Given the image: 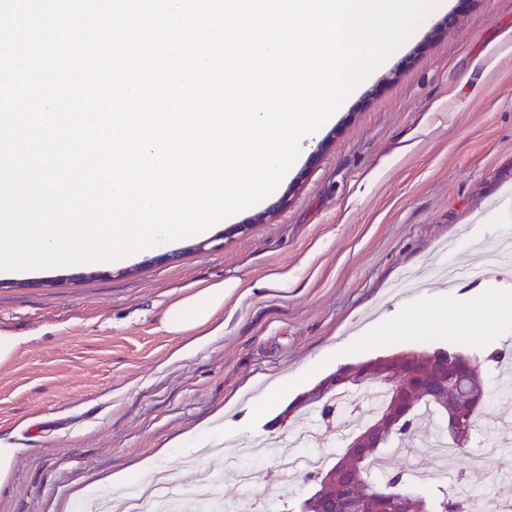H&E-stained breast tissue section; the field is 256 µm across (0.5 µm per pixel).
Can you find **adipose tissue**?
<instances>
[{"mask_svg":"<svg viewBox=\"0 0 512 512\" xmlns=\"http://www.w3.org/2000/svg\"><path fill=\"white\" fill-rule=\"evenodd\" d=\"M239 289L237 281H221L202 285L193 293L170 301L161 325L169 333L180 336L182 346L175 358H183L209 346L224 333V303ZM512 313V297L498 295L492 306L478 310L443 293L419 298L408 306L404 319L378 322L363 333L362 345H374L395 336H423L453 332L469 333L474 323L485 332L496 333L505 313Z\"/></svg>","mask_w":512,"mask_h":512,"instance_id":"adipose-tissue-1","label":"adipose tissue"}]
</instances>
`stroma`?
<instances>
[{
    "instance_id": "obj_1",
    "label": "stroma",
    "mask_w": 512,
    "mask_h": 512,
    "mask_svg": "<svg viewBox=\"0 0 512 512\" xmlns=\"http://www.w3.org/2000/svg\"><path fill=\"white\" fill-rule=\"evenodd\" d=\"M512 196V0H448L371 80L335 111L286 179L258 207L217 222L196 250L183 238L112 266L0 271V331L26 337L0 365V438L20 448L0 512H66L74 493L150 460L176 484L199 467L217 477L223 502L263 496L277 481L279 446L302 427L298 398L341 366L394 350H459L512 358V318L500 335L413 336L356 349L369 324L398 318L420 291L479 300L486 285L512 292V279L395 293L405 271L462 267L490 205ZM286 271L287 296L263 281ZM238 280L251 291L224 306V334L180 361V341L163 330L166 304L199 283ZM307 382L272 411L245 414L268 386L306 366ZM224 414L223 448L197 463L178 438ZM245 435H236L238 426ZM391 471L429 491L478 485L512 499V446L486 457L465 446L447 471L424 448L389 449Z\"/></svg>"
}]
</instances>
